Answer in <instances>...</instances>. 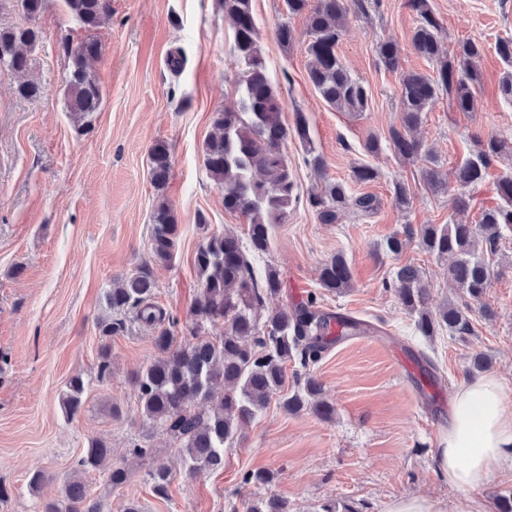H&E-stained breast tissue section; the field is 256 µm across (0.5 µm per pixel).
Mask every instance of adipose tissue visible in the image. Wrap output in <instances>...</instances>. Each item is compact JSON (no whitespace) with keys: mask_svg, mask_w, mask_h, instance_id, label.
Segmentation results:
<instances>
[{"mask_svg":"<svg viewBox=\"0 0 512 512\" xmlns=\"http://www.w3.org/2000/svg\"><path fill=\"white\" fill-rule=\"evenodd\" d=\"M505 409V386L495 376L476 378L455 394L436 455L449 485L474 490L512 470V420Z\"/></svg>","mask_w":512,"mask_h":512,"instance_id":"adipose-tissue-1","label":"adipose tissue"}]
</instances>
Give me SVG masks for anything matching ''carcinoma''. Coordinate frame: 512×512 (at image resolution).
Returning a JSON list of instances; mask_svg holds the SVG:
<instances>
[{"label":"carcinoma","mask_w":512,"mask_h":512,"mask_svg":"<svg viewBox=\"0 0 512 512\" xmlns=\"http://www.w3.org/2000/svg\"><path fill=\"white\" fill-rule=\"evenodd\" d=\"M31 23L0 28V66L21 76L17 96L35 99L43 94L40 82L30 77V52L40 43L39 19L43 0H16ZM288 12L307 19L310 40L307 77L321 99L329 106L361 115L369 106V92L352 76L337 54L345 22L353 8L364 9V0H286ZM68 12L87 31L97 30L107 15L106 0H65ZM224 18L234 31V53L242 64L240 96L237 107L215 113L217 133L204 147L208 176L224 189V210L238 214L248 224V246L231 231L215 233L199 245L194 264L200 282V295L190 310L189 322L178 329L179 321L153 302L155 279L153 266L167 265L175 257L179 240V222L168 202L160 200L152 213L149 252L151 261L138 265L105 293L112 316L98 323L100 335L109 337L125 327L120 315L127 311L153 330L158 353L155 360L133 376L138 411L144 426L167 434L177 445L187 471L216 470L224 467V445L237 436L239 426L254 420L281 393L286 384V365L299 360L307 368L321 360L337 342L370 332L362 319L323 309L314 295L270 313L261 319L266 300L278 296L284 288L280 271L268 265L255 270L250 257L269 252L272 230L288 215L298 201L295 183L282 146L294 134L306 154V162L319 172L325 167L310 135L304 113H295L294 128L283 121L285 102L267 72L259 42L252 0H222ZM418 25L412 36L414 51L438 65L434 78L408 72L401 82V125L390 129L387 145L404 159L421 156L422 145L412 132L422 122L439 96H448V108L460 112L474 109L481 88L479 61L484 53L481 43L465 40L447 54L441 41L442 26L429 0H409ZM61 49L67 59L66 108L78 122L100 110L103 90L90 67L100 55V44L92 36L77 43L64 42ZM497 53L505 65L499 82L502 99L512 104V39L497 42ZM379 60L391 70L399 67L400 49L391 41L379 45ZM512 161V140L490 135L474 138V146L456 167L455 179L463 188L481 184L494 162ZM150 176L155 187L166 186L171 172L167 145L158 141L149 151ZM424 184L433 195L448 192V185L436 169L422 172ZM379 171L363 164L354 168L358 183L378 179ZM501 203L482 210L475 224H426L420 229V245L439 258H454L448 273L457 287L479 303L489 286L490 267L485 254L497 251L501 230H512V172L500 175L496 184ZM408 184L393 185L392 201L400 210L413 204ZM309 207L321 224H335L339 214L349 209L361 217L378 211L380 200L373 194L353 195L343 182H325L308 197ZM352 285L351 268L342 253L323 263L320 286L342 293ZM386 287L394 290L415 327L423 336L447 330L450 336L472 333L468 314L454 304L433 312L426 307L427 288L421 270L405 264L394 271ZM224 325V334L211 329ZM84 381L76 375L66 384L61 406L68 417L82 408ZM322 385L309 372L297 377L292 392L281 397V407L289 414L308 408L329 420L336 409L320 398ZM111 449L100 439L88 441L76 460L64 485L63 502H49L44 512H106L101 498L91 497L82 475L101 469ZM106 483L119 489L128 482V471L113 467L104 472ZM153 493L167 497L171 471L162 463L147 471ZM246 512H288V503L275 497L250 501Z\"/></svg>","instance_id":"obj_1"}]
</instances>
